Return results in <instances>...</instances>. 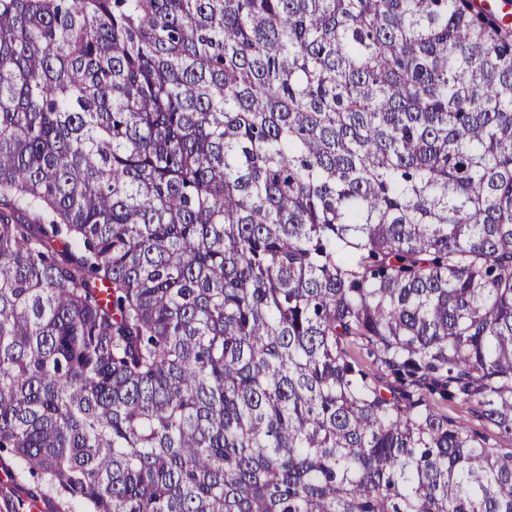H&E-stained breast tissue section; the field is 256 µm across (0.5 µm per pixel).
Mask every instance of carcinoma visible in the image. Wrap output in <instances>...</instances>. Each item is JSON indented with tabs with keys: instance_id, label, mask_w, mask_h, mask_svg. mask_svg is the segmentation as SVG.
<instances>
[{
	"instance_id": "obj_1",
	"label": "carcinoma",
	"mask_w": 512,
	"mask_h": 512,
	"mask_svg": "<svg viewBox=\"0 0 512 512\" xmlns=\"http://www.w3.org/2000/svg\"><path fill=\"white\" fill-rule=\"evenodd\" d=\"M456 401L512 432L511 26L0 0V448L41 491L512 512Z\"/></svg>"
}]
</instances>
